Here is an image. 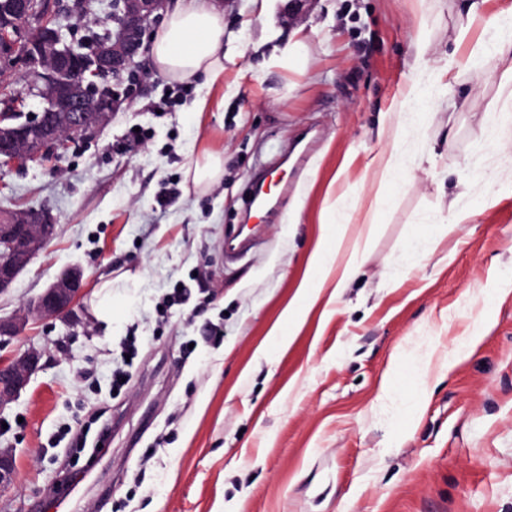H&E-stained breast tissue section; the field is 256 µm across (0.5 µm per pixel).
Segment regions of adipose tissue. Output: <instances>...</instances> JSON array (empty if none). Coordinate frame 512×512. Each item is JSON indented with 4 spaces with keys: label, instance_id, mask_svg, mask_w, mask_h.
<instances>
[{
    "label": "adipose tissue",
    "instance_id": "obj_1",
    "mask_svg": "<svg viewBox=\"0 0 512 512\" xmlns=\"http://www.w3.org/2000/svg\"><path fill=\"white\" fill-rule=\"evenodd\" d=\"M414 48L413 68L417 77L384 113L381 132L387 137V145L369 161L382 182L402 186L407 183L402 157L409 131L423 126L447 96L449 85L461 69L475 66L489 53L512 51V19L502 18L492 39L476 44L464 58L445 56L431 65L425 58L424 42L416 41ZM151 55L154 63L172 77H200L206 88H213L224 75L223 13L207 0H178L155 37ZM223 175V153L209 149L198 153L186 170V178L197 192L217 184ZM327 223L332 228L331 241L318 243L311 253L305 277L285 312L283 326L270 333L273 344L287 343L289 330L300 325L327 284H334L339 290L348 287L365 262L360 246H353L342 255L333 248L334 243L344 239L347 222L331 214Z\"/></svg>",
    "mask_w": 512,
    "mask_h": 512
}]
</instances>
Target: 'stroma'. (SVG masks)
I'll return each instance as SVG.
<instances>
[{
    "mask_svg": "<svg viewBox=\"0 0 512 512\" xmlns=\"http://www.w3.org/2000/svg\"><path fill=\"white\" fill-rule=\"evenodd\" d=\"M467 3L314 0L299 32L285 0L262 12L225 0L224 83L209 111L193 110L196 79L173 110H147L176 83L149 61L93 138L0 164V210L42 208L59 229L0 294V318L22 315L68 267L85 280L70 318L0 339V357L41 355L0 407V448L18 470L0 512H512V292L495 296L491 281H512V124L501 111L512 52L459 71L451 108L432 112L410 147L407 187L366 166L385 144L382 112L415 77L418 19L432 60L490 39L475 25L457 41ZM298 33L305 59L267 68ZM134 125L151 137L123 150ZM205 148L223 151L224 177L197 193L185 172ZM260 167L281 211L247 221L257 249L225 264ZM492 170L502 183L490 188ZM343 193L358 208L341 248L367 252L357 281L257 357ZM457 211L468 222L440 233ZM105 278L108 323L93 312ZM181 285L189 301L166 305ZM212 322L223 341L205 335ZM126 344L135 355L116 392L112 355ZM397 350L421 378L385 397Z\"/></svg>",
    "mask_w": 512,
    "mask_h": 512,
    "instance_id": "1",
    "label": "stroma"
}]
</instances>
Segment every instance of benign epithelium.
Wrapping results in <instances>:
<instances>
[{"mask_svg":"<svg viewBox=\"0 0 512 512\" xmlns=\"http://www.w3.org/2000/svg\"><path fill=\"white\" fill-rule=\"evenodd\" d=\"M313 0H286L284 17L294 24ZM169 0H124L118 30L108 40L75 47L66 43L56 11H35L33 0H11L0 18V72L26 68V89L0 100L3 110L19 117L0 127V155L6 164L25 165L82 142L103 126L125 100L117 77L146 53L148 23L160 18ZM40 99L38 111H25L27 98ZM57 234L54 217L44 209L0 212V294ZM84 289L83 271H63L32 303L37 317H68ZM27 318L0 319V337L16 336ZM35 351L0 358V406L17 396L40 367ZM17 478L13 455L0 449V488Z\"/></svg>","mask_w":512,"mask_h":512,"instance_id":"7a95c632","label":"benign epithelium"}]
</instances>
